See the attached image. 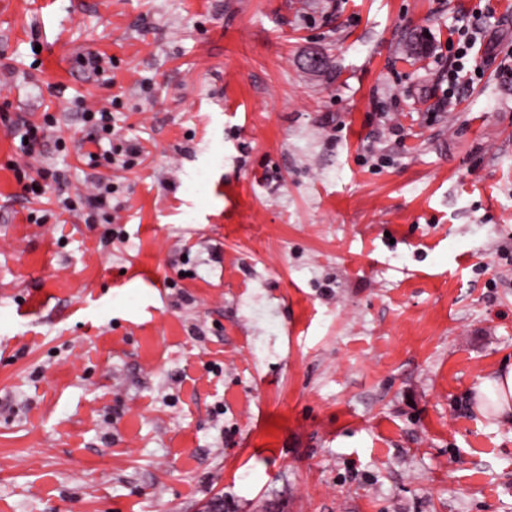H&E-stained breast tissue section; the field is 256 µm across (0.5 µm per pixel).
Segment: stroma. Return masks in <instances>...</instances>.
I'll list each match as a JSON object with an SVG mask.
<instances>
[{
    "mask_svg": "<svg viewBox=\"0 0 512 512\" xmlns=\"http://www.w3.org/2000/svg\"><path fill=\"white\" fill-rule=\"evenodd\" d=\"M8 2L0 512H512V0ZM82 119L85 123L91 125L94 137L91 136V141L101 146V140L107 138L109 140L110 149L101 148V152H89L88 164L96 168L101 165V161L107 164H116L118 162L117 156L125 157L122 161V167H130L133 160L138 159L142 154L143 148L137 140L133 139H120V144L114 146V136H117L118 130L115 129V121L113 113L103 107L99 110L86 108L82 112ZM113 140V145L111 142ZM52 125L53 118L48 114L44 116L43 124H36L21 117L13 122V129L20 136V148L25 154L32 155L36 152L37 147L46 138V127H52ZM25 137H28V144H25ZM474 391L480 408L488 401L496 419L512 422V364L501 365L491 376L482 379Z\"/></svg>",
    "mask_w": 512,
    "mask_h": 512,
    "instance_id": "1",
    "label": "stroma"
}]
</instances>
